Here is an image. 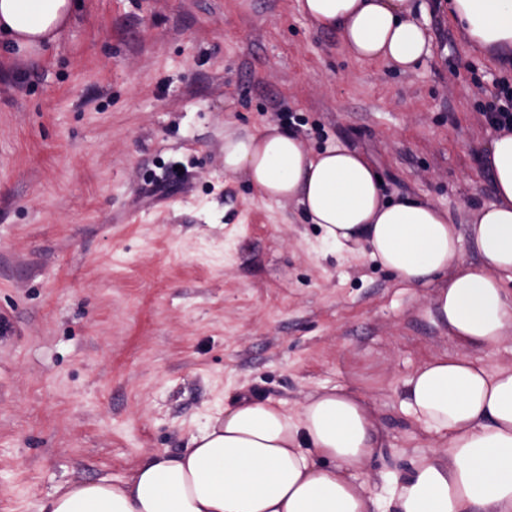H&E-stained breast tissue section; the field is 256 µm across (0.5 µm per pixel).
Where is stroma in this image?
<instances>
[{
  "mask_svg": "<svg viewBox=\"0 0 512 512\" xmlns=\"http://www.w3.org/2000/svg\"><path fill=\"white\" fill-rule=\"evenodd\" d=\"M425 4L432 54L406 72L355 59L297 0H81L42 55L0 45V512L123 481L246 397L366 396L376 489L433 450L400 406L403 379L456 350L431 291L328 252L294 202L224 172L225 129L289 111L309 149L362 153L386 199L447 211L476 259L485 112L512 66Z\"/></svg>",
  "mask_w": 512,
  "mask_h": 512,
  "instance_id": "obj_1",
  "label": "stroma"
}]
</instances>
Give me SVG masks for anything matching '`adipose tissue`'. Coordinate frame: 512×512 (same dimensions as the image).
<instances>
[{"instance_id": "obj_1", "label": "adipose tissue", "mask_w": 512, "mask_h": 512, "mask_svg": "<svg viewBox=\"0 0 512 512\" xmlns=\"http://www.w3.org/2000/svg\"><path fill=\"white\" fill-rule=\"evenodd\" d=\"M317 26L338 30L360 61L409 71L430 57L414 0H297ZM475 48H512V0H448ZM76 0H0V38L33 53L55 42ZM495 199L473 226L477 261L432 202L385 200L376 168L347 145L309 150L276 123L224 132V172L267 200L294 201L335 251L364 253L403 284L431 289L453 353L426 360L402 383L407 413L436 443L381 492L361 477L381 454L374 405L324 388L297 410L241 400L209 418L175 456L162 452L127 480L59 487L40 512H512V364L489 367L465 350L497 348L512 333V131L481 156Z\"/></svg>"}]
</instances>
